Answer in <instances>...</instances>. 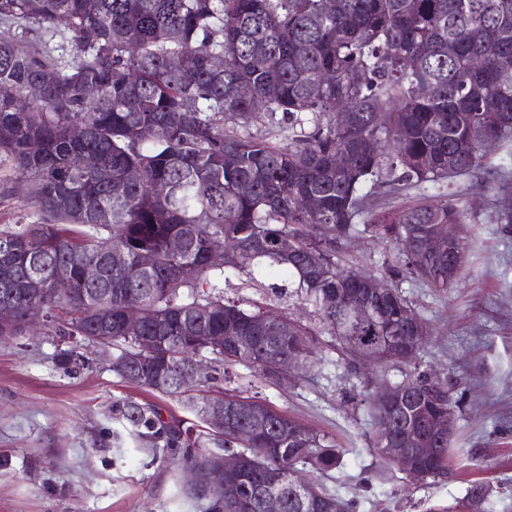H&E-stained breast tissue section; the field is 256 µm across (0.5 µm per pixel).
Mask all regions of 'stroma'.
Returning a JSON list of instances; mask_svg holds the SVG:
<instances>
[{
    "label": "stroma",
    "instance_id": "obj_1",
    "mask_svg": "<svg viewBox=\"0 0 512 512\" xmlns=\"http://www.w3.org/2000/svg\"><path fill=\"white\" fill-rule=\"evenodd\" d=\"M512 179V141L492 149L483 170L453 184H411L395 194L371 189L375 207L397 210L444 193L471 218L466 261L450 291L439 293L398 275L401 252L371 236L344 242L342 264L375 275L411 300L432 335L422 370L456 382L454 456L447 476L416 483L371 447V411L363 397L386 377H355L344 363L311 362L284 384L254 369L231 368L230 380L192 388L195 396L234 391L334 438L347 453L330 487L356 502L355 512H447L473 482L489 484L486 512H512V229L497 221L496 194ZM33 205L0 160V229L37 222ZM56 339L30 333L0 343V512H206L187 497L186 473L163 454L141 451L114 409L131 397L155 404L163 418L192 420L181 398L126 383L110 367L113 352L88 347L86 362H61Z\"/></svg>",
    "mask_w": 512,
    "mask_h": 512
}]
</instances>
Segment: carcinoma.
Listing matches in <instances>:
<instances>
[{
    "label": "carcinoma",
    "mask_w": 512,
    "mask_h": 512,
    "mask_svg": "<svg viewBox=\"0 0 512 512\" xmlns=\"http://www.w3.org/2000/svg\"><path fill=\"white\" fill-rule=\"evenodd\" d=\"M48 34L67 44L65 53L47 45ZM338 99L348 105L341 123ZM173 113L181 116L176 125ZM263 119L288 132V145L248 132ZM507 140L512 0H0V156L39 216L0 230V297L14 293L15 320L43 311L42 327L54 336L94 335L99 328L83 317L82 297L53 287L52 273L67 264L78 276L85 264L103 266L109 253H123L129 272L114 269L77 287L88 295L112 289L109 335L122 353L134 349L124 301L140 295L144 333L167 341L119 377L180 396L194 384H182L179 370L197 353L279 383L285 378L266 364L268 354L315 360L309 328L279 313L270 322L272 309L244 308L218 290L236 271L257 288L260 277L275 280L272 289L294 285L349 371L363 373L372 354L380 370L410 367L403 382L415 393L406 404L388 410L377 392L366 402L375 424L386 416L397 428L389 441L374 435L383 460L386 448L429 449L413 464L414 481L424 482L446 474L455 454L429 420L456 406V384L420 370L417 356L400 359L403 343L429 334L427 323L412 324L415 310L398 289L339 266L336 252L369 233L401 246L403 271L448 291L465 262L464 238L439 254L405 241L410 233L423 240L437 224H465L467 211L449 194L367 210L364 189L384 176L451 183L481 169L487 149ZM339 152L348 157L343 167ZM500 190L499 222L512 224L508 185ZM174 238L185 239L180 255L169 251ZM226 239L237 250L216 265L211 249ZM143 253L156 258L149 270L138 269ZM361 302L364 316L354 310ZM206 336L224 337V349L205 346ZM234 336H252L253 344L240 350ZM249 401L265 420L249 440L227 424L219 441L132 398L117 412L187 470L202 474L226 454L240 456L224 484L186 486L210 512H264L271 490L282 512H349L322 482L347 449L262 399ZM295 470L310 476L303 497ZM488 496L475 483L454 512H482Z\"/></svg>",
    "instance_id": "obj_1"
}]
</instances>
